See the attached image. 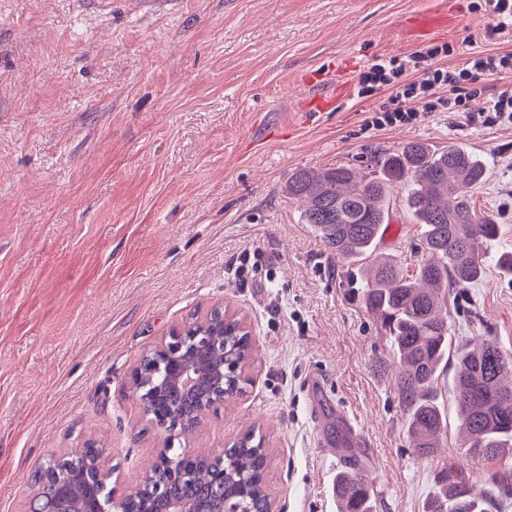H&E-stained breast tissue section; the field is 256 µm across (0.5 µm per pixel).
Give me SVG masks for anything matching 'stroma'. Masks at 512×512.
<instances>
[{
  "label": "stroma",
  "instance_id": "35a3bbf8",
  "mask_svg": "<svg viewBox=\"0 0 512 512\" xmlns=\"http://www.w3.org/2000/svg\"><path fill=\"white\" fill-rule=\"evenodd\" d=\"M472 0H0V512H27L52 453L94 442L135 486L160 433L123 388L143 351L216 305L252 329L250 385L176 436L211 450L253 431L269 450L278 512H337L333 480L364 464L374 512H423L438 470L476 490L512 459L475 460L456 420L437 453L411 448L389 340L363 282L301 222L289 176L356 165L421 141L485 161L472 190L499 226L485 273L448 293L454 344L512 354V126L427 112L412 125L360 129L378 98L360 70L377 56L485 39ZM316 99L332 100L313 111ZM379 253L414 275L421 227L394 189ZM251 251L269 279L236 275ZM364 443L342 447L336 409Z\"/></svg>",
  "mask_w": 512,
  "mask_h": 512
}]
</instances>
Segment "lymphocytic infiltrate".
Returning <instances> with one entry per match:
<instances>
[{
	"label": "lymphocytic infiltrate",
	"mask_w": 512,
	"mask_h": 512,
	"mask_svg": "<svg viewBox=\"0 0 512 512\" xmlns=\"http://www.w3.org/2000/svg\"><path fill=\"white\" fill-rule=\"evenodd\" d=\"M449 44H433L402 57L375 58L358 77V93L370 97L389 90L385 102L366 120L365 130L409 125L426 112H465L481 95L488 76L512 74V52H477L461 66L442 60Z\"/></svg>",
	"instance_id": "f902f5d3"
}]
</instances>
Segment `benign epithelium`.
Wrapping results in <instances>:
<instances>
[{
  "mask_svg": "<svg viewBox=\"0 0 512 512\" xmlns=\"http://www.w3.org/2000/svg\"><path fill=\"white\" fill-rule=\"evenodd\" d=\"M239 318V328L252 336L247 318L240 313L220 312L215 320L209 315L193 318L174 328L169 339L147 349L133 367L125 386V394L139 398L147 421L164 433L156 461L141 479L140 497L123 489L119 473L104 465V450L88 442L77 452L52 454L42 464L38 475L40 490L30 502L27 512H225L224 498H203L196 492L195 471L188 463L202 461L214 485H224V450L172 453L174 433L196 428L182 420L176 412L158 405V399L169 390L194 394L201 380L218 387L217 393L201 402L198 417L244 393L235 388L225 391V380L251 383L246 369L248 361L225 365L211 371L206 355L220 346L218 331L224 321ZM166 472L165 480L154 477V471Z\"/></svg>",
  "mask_w": 512,
  "mask_h": 512,
  "instance_id": "1",
  "label": "benign epithelium"
}]
</instances>
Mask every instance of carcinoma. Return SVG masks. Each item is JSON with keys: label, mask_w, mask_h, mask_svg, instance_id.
I'll return each mask as SVG.
<instances>
[{"label": "carcinoma", "mask_w": 512, "mask_h": 512, "mask_svg": "<svg viewBox=\"0 0 512 512\" xmlns=\"http://www.w3.org/2000/svg\"><path fill=\"white\" fill-rule=\"evenodd\" d=\"M485 167L461 146L431 150L408 142L372 157L360 168L339 166L316 172L301 169L288 180V197L302 203L308 225L329 254L355 265L365 282L361 300L381 322L397 360L394 389L410 443L421 456L433 455L447 434L448 409L439 401L438 383L448 367L452 337L448 327V289L465 292L484 274L483 246L499 225L480 216L466 190L479 186ZM406 190L408 209L422 228L426 257L407 278L393 261L372 260L381 226L390 219V191ZM246 350L243 337L224 332L226 364ZM454 400L463 442L476 458L512 456V355L482 342L455 352ZM224 499L242 512H260L265 501L244 497L243 486L260 479L257 448H236L227 465ZM333 491L339 512H373V486L365 470L350 463L336 474ZM424 512H492L491 501L474 494L452 468L437 473L436 491Z\"/></svg>", "instance_id": "1"}]
</instances>
